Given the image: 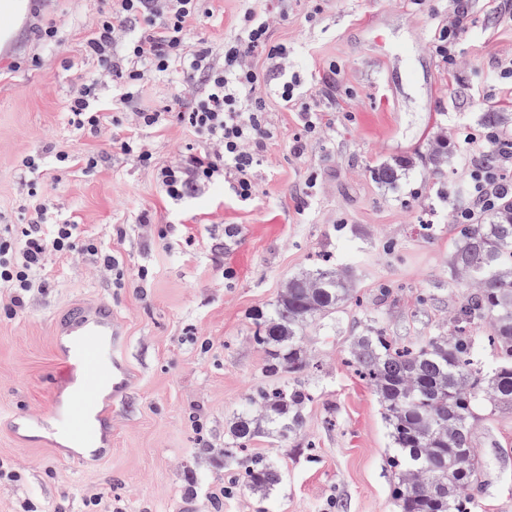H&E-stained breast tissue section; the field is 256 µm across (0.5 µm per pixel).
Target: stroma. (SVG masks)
I'll list each match as a JSON object with an SVG mask.
<instances>
[{"mask_svg":"<svg viewBox=\"0 0 512 512\" xmlns=\"http://www.w3.org/2000/svg\"><path fill=\"white\" fill-rule=\"evenodd\" d=\"M106 7L45 0L39 17L17 26L16 51L0 52V225L29 223L35 191L49 197L52 220L81 224L116 260L104 273L90 256L52 257L48 287L12 316L0 294V512H396L389 430L349 362L351 345L376 311L388 335L420 343L447 330L466 293L448 269L450 218L473 204L467 138L484 144V113L512 117V8L505 0H288L272 41L286 47L289 81L301 102L321 106L325 124L309 130L297 108L268 93L277 137L255 172L256 194L241 202L221 182L197 183L184 199L166 195L160 168L202 145L182 122L137 131L121 114L99 136L76 134L66 101L89 66L86 29ZM241 8L240 0L198 2L190 37L209 43L214 66ZM461 13L467 24L448 63L438 47ZM47 24L56 38H40ZM193 103L163 78L137 100L156 110ZM441 131L456 159L436 179L419 158ZM132 132L151 165L113 146ZM36 153L47 178L22 165ZM60 153L99 162L66 168ZM396 158L414 165L397 187L379 184L373 168ZM145 212L151 224H140ZM326 261L348 272L355 301L308 329V369L268 373L254 311L271 307L288 277ZM102 300L127 339L132 384L104 402L110 449L86 465L54 436L20 442L10 418L49 407L59 370L54 318ZM277 383L308 393L303 424L285 439L258 437L249 452L284 480L263 498L243 488L225 495L229 426ZM472 440L482 470L470 512H512V417H486Z\"/></svg>","mask_w":512,"mask_h":512,"instance_id":"stroma-1","label":"stroma"}]
</instances>
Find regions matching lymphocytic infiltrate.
<instances>
[{
	"label": "lymphocytic infiltrate",
	"instance_id": "lymphocytic-infiltrate-1",
	"mask_svg": "<svg viewBox=\"0 0 512 512\" xmlns=\"http://www.w3.org/2000/svg\"><path fill=\"white\" fill-rule=\"evenodd\" d=\"M196 16V0H112L85 38L87 53L110 68L83 77L67 111L79 135L95 136L112 112L133 103L148 75L198 87L194 106L181 118L203 135L204 145L163 167L161 183L169 197L182 198L196 182L224 177L234 197L245 202L256 193L253 171L274 137L263 117L265 87L250 59L259 50L282 59L287 50L270 42L269 11L248 4L224 39L223 67H213L210 45L190 39ZM111 75L119 81L116 92L107 100L96 97V86ZM507 167L512 168V149L484 153L471 174L474 206L455 211L453 223H468L474 208L492 206L487 188L501 184ZM49 208L45 197H36L31 223L17 232L0 231V289L8 290L13 307H23L26 294L43 287L51 256L85 252L98 256L104 270L112 268L111 254L100 253L79 225L46 226Z\"/></svg>",
	"mask_w": 512,
	"mask_h": 512
}]
</instances>
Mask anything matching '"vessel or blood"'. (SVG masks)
<instances>
[{
	"label": "vessel or blood",
	"mask_w": 512,
	"mask_h": 512,
	"mask_svg": "<svg viewBox=\"0 0 512 512\" xmlns=\"http://www.w3.org/2000/svg\"><path fill=\"white\" fill-rule=\"evenodd\" d=\"M54 336L65 378L75 390L67 404L53 403L45 414L15 413L14 427L19 430L34 423L61 434L73 446L105 447L112 421L103 413L101 395L108 390L121 394L131 383L125 338L111 304L98 302L58 315Z\"/></svg>",
	"instance_id": "1"
}]
</instances>
